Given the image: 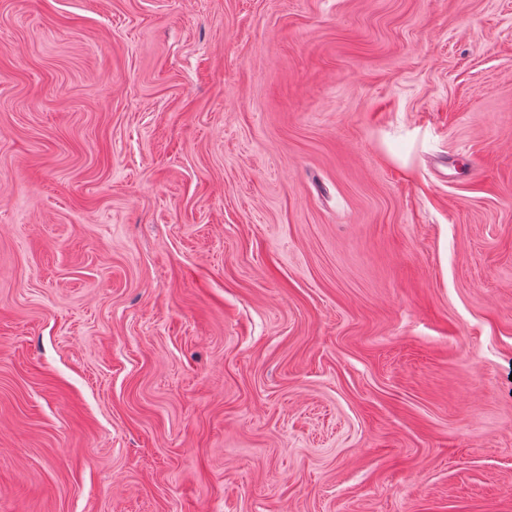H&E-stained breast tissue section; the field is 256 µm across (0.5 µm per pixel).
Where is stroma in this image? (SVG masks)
I'll use <instances>...</instances> for the list:
<instances>
[{
	"label": "stroma",
	"mask_w": 512,
	"mask_h": 512,
	"mask_svg": "<svg viewBox=\"0 0 512 512\" xmlns=\"http://www.w3.org/2000/svg\"><path fill=\"white\" fill-rule=\"evenodd\" d=\"M0 512H512V0H0Z\"/></svg>",
	"instance_id": "stroma-1"
}]
</instances>
